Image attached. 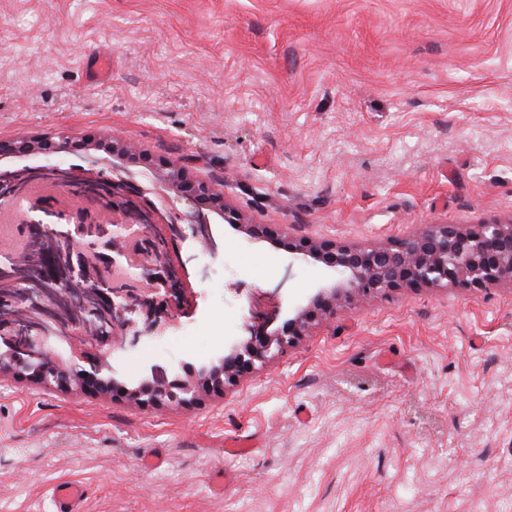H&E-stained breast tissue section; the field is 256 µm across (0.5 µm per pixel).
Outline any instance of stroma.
Returning a JSON list of instances; mask_svg holds the SVG:
<instances>
[{
  "instance_id": "1",
  "label": "stroma",
  "mask_w": 512,
  "mask_h": 512,
  "mask_svg": "<svg viewBox=\"0 0 512 512\" xmlns=\"http://www.w3.org/2000/svg\"><path fill=\"white\" fill-rule=\"evenodd\" d=\"M115 130L293 237L506 223L512 0H0V139ZM209 222L176 244L193 305L114 360L116 387L210 366L252 297L283 311L326 277ZM63 482L82 512H512V284L339 306L189 407L0 381V512H55ZM86 494L85 488L77 483L66 482L54 491L56 512H80V504Z\"/></svg>"
}]
</instances>
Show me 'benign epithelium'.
<instances>
[{"label": "benign epithelium", "mask_w": 512, "mask_h": 512, "mask_svg": "<svg viewBox=\"0 0 512 512\" xmlns=\"http://www.w3.org/2000/svg\"><path fill=\"white\" fill-rule=\"evenodd\" d=\"M72 149L92 160L100 154L112 157L116 160L112 173L94 166L65 170L54 164L36 173L64 191L88 199L91 207L71 213L44 198L28 201L22 181L33 175L30 170L0 174V204L49 217L47 221L30 217L22 221L31 238L50 239L56 244V250L40 257L47 283L88 288L98 310L112 313V331L101 332L89 319L59 324L53 336L21 338L13 334V327L30 317L29 295L0 291V346L6 347L0 377L18 368L60 387L77 384L85 390L110 393L112 384L101 377L108 356L137 345L143 338L162 335L177 312L191 306L190 288L180 274L182 260L173 259L169 245L185 237V229H198L202 210L225 215L224 181L191 178L177 161L156 159L118 134H90L78 140L60 134L55 138L0 141L1 157L32 153L51 156ZM121 162L150 167L157 181L192 203V210L175 223L158 209L140 208L137 199L142 191L113 175ZM117 208L126 216L123 224L112 223ZM234 227L250 240L283 238L267 224L237 221ZM287 249L296 260L323 264L329 276L305 303L288 308L285 321L279 324L275 318L264 319L253 313L247 337L225 348L224 356L204 369L201 379L183 381L156 369L140 384L123 388L122 393L144 405L168 402L186 406L195 401L199 391H221L242 374L296 345L311 326L326 319L343 301L358 306L378 295L408 288L474 289L512 283V221L484 222L466 229L430 224L405 239L370 249L295 237L288 240ZM72 336L101 347L90 360V369L69 364L54 347L55 342Z\"/></svg>", "instance_id": "obj_1"}]
</instances>
